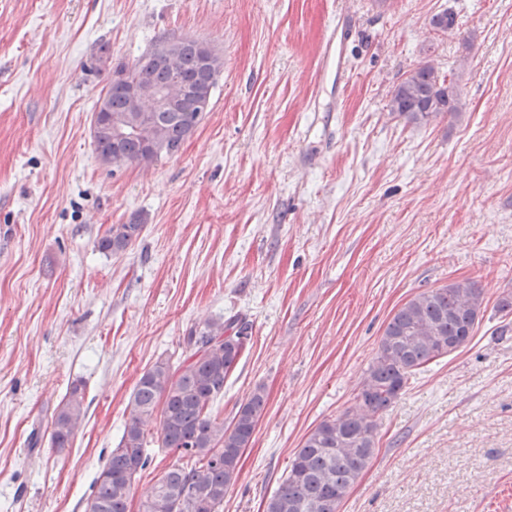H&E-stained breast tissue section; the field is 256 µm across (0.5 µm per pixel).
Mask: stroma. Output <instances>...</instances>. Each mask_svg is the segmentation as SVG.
I'll return each mask as SVG.
<instances>
[{
    "instance_id": "stroma-1",
    "label": "stroma",
    "mask_w": 512,
    "mask_h": 512,
    "mask_svg": "<svg viewBox=\"0 0 512 512\" xmlns=\"http://www.w3.org/2000/svg\"><path fill=\"white\" fill-rule=\"evenodd\" d=\"M340 12L343 83L319 51ZM166 37L223 57L210 110L178 155L104 165L99 47L130 63ZM425 60L462 109L416 127L388 101ZM136 217L127 250H98ZM463 279L473 339L380 416L339 512H512V0H0V512H84L144 371L233 316L249 340L212 413L259 387L267 407L223 512H264L389 315ZM76 382L86 417L56 448ZM84 416V389L82 384L74 383L68 389L52 417L53 446L56 448L68 447Z\"/></svg>"
}]
</instances>
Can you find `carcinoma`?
Listing matches in <instances>:
<instances>
[{
  "instance_id": "cac0c4a2",
  "label": "carcinoma",
  "mask_w": 512,
  "mask_h": 512,
  "mask_svg": "<svg viewBox=\"0 0 512 512\" xmlns=\"http://www.w3.org/2000/svg\"><path fill=\"white\" fill-rule=\"evenodd\" d=\"M434 31L450 34L455 14L443 11L430 21ZM159 48L130 65L132 78L162 88L171 79L158 57ZM181 80L212 95L216 81L198 57L184 51L177 62ZM102 94L109 111L100 113L101 131L92 138L106 164H153L158 152L173 157L202 121L197 102L186 98L174 109L150 113V120L120 136L113 117L127 109L126 85L106 82ZM389 111L415 125H429L447 112L459 111L453 83L429 62L406 72L393 86ZM143 225L113 224L98 240L106 254L125 251ZM484 312L482 290L470 280L454 281L420 292L387 321L378 351L369 365L356 404L321 421L303 438L288 475L268 499L265 512H339V506L371 464L378 448V418L429 363L467 344ZM248 325L237 318L210 322L190 330L177 362L160 360L140 377L129 401L121 440L95 481L85 512H128L135 476L148 464V432L159 420L157 447L178 455L157 479L141 512H222L224 496L241 472V458L252 442L266 406L262 388L241 404L229 425L212 417L210 402L224 394L248 339ZM84 410V389L74 383L52 417V443L70 445Z\"/></svg>"
}]
</instances>
